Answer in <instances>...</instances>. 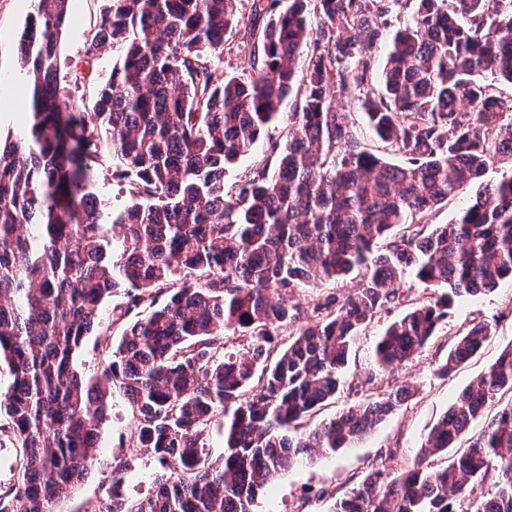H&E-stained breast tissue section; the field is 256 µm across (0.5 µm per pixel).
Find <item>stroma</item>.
<instances>
[{
	"label": "stroma",
	"instance_id": "1",
	"mask_svg": "<svg viewBox=\"0 0 512 512\" xmlns=\"http://www.w3.org/2000/svg\"><path fill=\"white\" fill-rule=\"evenodd\" d=\"M34 0H0V98L11 94V107L0 105V133L19 135L23 130L26 99L24 76L20 70L17 44L33 12ZM102 0H72L73 20L64 33L59 49L60 78L70 92L73 105L90 104L112 67L119 62L118 48L109 46L96 58L86 59L84 46L99 22ZM404 305L426 300L430 292L415 278H407L402 290ZM125 303L123 293L107 299L106 316L97 335L87 337L76 363L86 378H96L102 367L106 347L119 342L124 324L112 322V310ZM403 307L377 316L356 338L347 364L342 370L344 390L326 409L334 414L362 401L374 388L409 384L413 397L357 447L337 453H319L311 459L281 472L261 497L254 512H328L333 492H345L370 470L379 468L395 474L413 464L419 447L430 429L447 410L454 398L500 352L512 345V282L494 290L462 300L441 323L438 338L430 347L416 354L403 368L378 375L374 385L365 379L372 367L375 342L384 328L401 315ZM490 322L492 336L482 350L467 363L445 377L434 369L448 348L471 325ZM136 420L127 397L113 389L105 424L100 431L99 450L90 472L79 489L58 504L57 512H92L108 490L112 468L119 459L132 453Z\"/></svg>",
	"mask_w": 512,
	"mask_h": 512
}]
</instances>
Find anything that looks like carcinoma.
Here are the masks:
<instances>
[{
	"label": "carcinoma",
	"mask_w": 512,
	"mask_h": 512,
	"mask_svg": "<svg viewBox=\"0 0 512 512\" xmlns=\"http://www.w3.org/2000/svg\"><path fill=\"white\" fill-rule=\"evenodd\" d=\"M104 2L85 56L109 43L122 61L82 112L58 67L71 0H36L18 41L30 106L25 135L0 139V367L12 376L0 436L19 448V477L0 491V512H52L76 491L115 386L133 408L135 455L112 468L93 512H254L287 466L356 447L412 397L388 388L307 428L343 389L359 331L402 303L406 274L445 292L388 324L379 371L435 343L457 301L512 281V174L483 182L493 160L512 161V104L487 80L512 84V0H251L249 23L241 0ZM397 9L411 20L388 43L376 88L373 48ZM233 32L241 75L219 84L213 62ZM354 92L405 163L359 142L334 103ZM291 96L288 140L268 146L275 168L225 190L227 166ZM109 163L129 196L110 221L93 185ZM469 189L452 223L422 224ZM111 224L125 227L117 259ZM353 273L346 297L287 303L316 277ZM118 288L126 305L112 322L137 319L88 380L74 357ZM235 335L249 337L242 353L228 350ZM491 335L470 327L435 374ZM489 404L500 408L473 430ZM218 414L224 455L212 460L204 434ZM138 454L163 473L132 503L122 487ZM490 477L494 492L471 501ZM330 512H512V347L458 394L412 466L367 472Z\"/></svg>",
	"instance_id": "cac0c4a2"
}]
</instances>
